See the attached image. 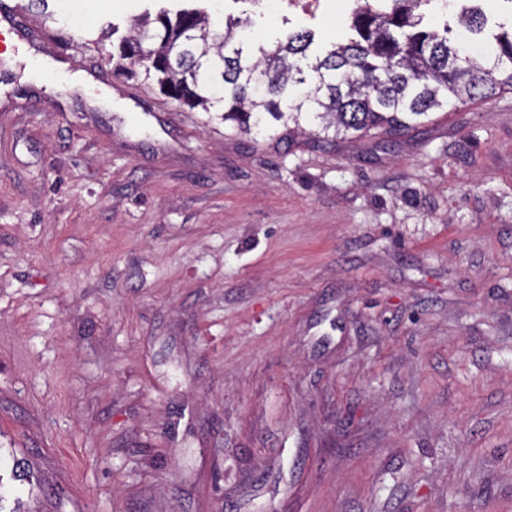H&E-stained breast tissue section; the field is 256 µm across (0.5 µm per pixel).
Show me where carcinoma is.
I'll return each instance as SVG.
<instances>
[{"mask_svg":"<svg viewBox=\"0 0 512 512\" xmlns=\"http://www.w3.org/2000/svg\"><path fill=\"white\" fill-rule=\"evenodd\" d=\"M384 9L358 7L352 37L309 57L314 36L292 32L255 54L242 32L250 20L229 17L210 29L206 14L161 12L155 25L139 21L112 49L117 76L141 77L182 104L218 103L221 119L243 128L268 114L300 128L313 114L335 133L412 126L450 103L512 90V28L473 55L448 37L421 27L419 9L431 0H389ZM459 22L480 33V11L462 7Z\"/></svg>","mask_w":512,"mask_h":512,"instance_id":"cac0c4a2","label":"carcinoma"}]
</instances>
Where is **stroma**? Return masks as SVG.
<instances>
[{
  "mask_svg": "<svg viewBox=\"0 0 512 512\" xmlns=\"http://www.w3.org/2000/svg\"><path fill=\"white\" fill-rule=\"evenodd\" d=\"M184 8L270 49L353 5L46 0L19 60L0 27L7 507L512 512V91L244 130L112 73L102 30Z\"/></svg>",
  "mask_w": 512,
  "mask_h": 512,
  "instance_id": "obj_1",
  "label": "stroma"
}]
</instances>
